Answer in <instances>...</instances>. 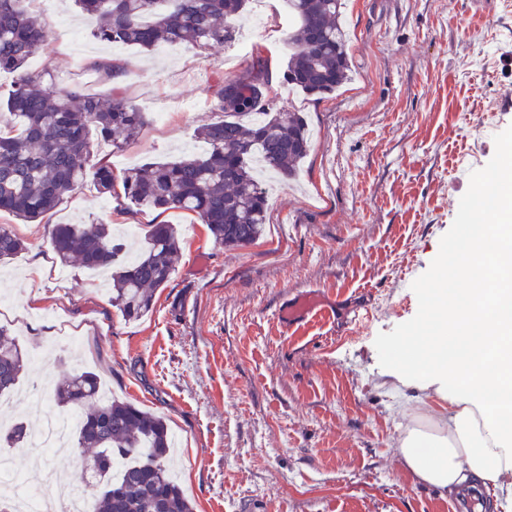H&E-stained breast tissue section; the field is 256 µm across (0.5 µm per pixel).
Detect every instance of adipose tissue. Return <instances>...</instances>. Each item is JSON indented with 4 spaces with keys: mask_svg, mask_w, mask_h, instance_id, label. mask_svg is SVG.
Masks as SVG:
<instances>
[{
    "mask_svg": "<svg viewBox=\"0 0 512 512\" xmlns=\"http://www.w3.org/2000/svg\"><path fill=\"white\" fill-rule=\"evenodd\" d=\"M489 224H464L451 261L464 296L424 291L429 311L449 325V338L404 346L398 379L421 378L457 405L439 434L410 429L400 439L406 469L453 495L497 486L512 471V225L494 211ZM492 264L499 288H485L477 268Z\"/></svg>",
    "mask_w": 512,
    "mask_h": 512,
    "instance_id": "1",
    "label": "adipose tissue"
}]
</instances>
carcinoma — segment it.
<instances>
[{
	"instance_id": "carcinoma-1",
	"label": "carcinoma",
	"mask_w": 512,
	"mask_h": 512,
	"mask_svg": "<svg viewBox=\"0 0 512 512\" xmlns=\"http://www.w3.org/2000/svg\"><path fill=\"white\" fill-rule=\"evenodd\" d=\"M21 0H0V71L15 74L0 125V211L27 224H45L63 265L112 271V304L128 321L148 314L155 292L168 286L180 237L172 224H151L141 246L108 224H51L50 214L71 189L92 177L98 193L123 198L139 210L177 209L197 215L216 241L238 248L256 241L267 222V194L256 163L283 179L293 177L309 150L299 112L274 108L269 60L257 51L244 70L223 79L214 107L223 118L197 132L205 149L190 159L146 162L117 178L95 158L89 128L122 150L148 124L121 87L126 69L117 59L88 68L112 80L107 96L79 88L58 94L39 86L28 59L50 45V25L27 14ZM102 20L97 38L112 45L153 50L162 43L201 48L230 44L240 31L248 0H75ZM296 19L284 83L320 99L347 81L350 57L340 23L343 0H287ZM25 249L21 236L0 225V263ZM27 358L0 325V395L17 385ZM54 402L80 413L77 443L92 452L90 478L99 486L93 512H193L170 466L173 442L166 421L153 412L100 394L98 376L83 371L63 381ZM32 435L23 419L0 432V446H23Z\"/></svg>"
}]
</instances>
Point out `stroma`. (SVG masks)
Instances as JSON below:
<instances>
[{
  "label": "stroma",
  "mask_w": 512,
  "mask_h": 512,
  "mask_svg": "<svg viewBox=\"0 0 512 512\" xmlns=\"http://www.w3.org/2000/svg\"><path fill=\"white\" fill-rule=\"evenodd\" d=\"M32 8L54 39L28 68L50 71L52 90L108 95L87 61L125 62V93L148 124L124 150L93 143L119 174L199 153L198 128L220 118L218 79L239 73L248 50L279 69L289 53L282 0H251L260 27L218 50L114 46L73 0ZM345 21L343 87L320 100L272 87L314 136L293 181L268 180L269 220L252 244L224 247L192 214L118 210L90 179L57 207L52 223L114 224L138 241L149 224L177 227L176 270L139 320L113 307L105 273L61 266L42 225L0 213L27 243L0 267V295L17 298L0 304V323L26 355L49 357L19 390L90 370L107 396L163 415L195 512H455L398 447L414 420L447 419L453 406L392 376L391 353L437 332L422 290H455L459 226L485 222L473 201L495 192L492 173L512 155V0H348ZM304 292L334 313L287 330L278 311Z\"/></svg>",
  "instance_id": "1"
}]
</instances>
